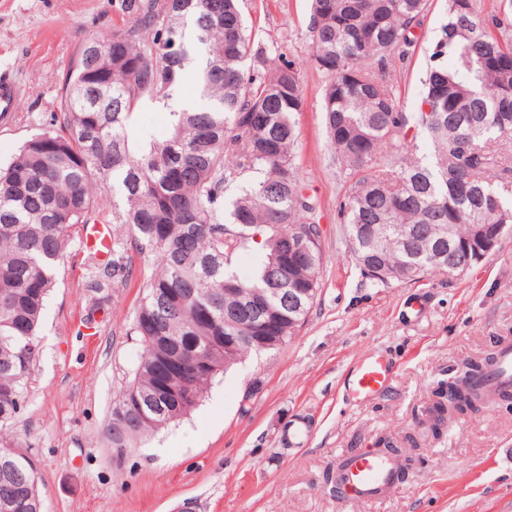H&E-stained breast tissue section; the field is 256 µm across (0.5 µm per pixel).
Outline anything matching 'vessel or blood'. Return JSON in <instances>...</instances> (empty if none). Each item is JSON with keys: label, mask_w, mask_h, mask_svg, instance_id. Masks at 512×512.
<instances>
[{"label": "vessel or blood", "mask_w": 512, "mask_h": 512, "mask_svg": "<svg viewBox=\"0 0 512 512\" xmlns=\"http://www.w3.org/2000/svg\"><path fill=\"white\" fill-rule=\"evenodd\" d=\"M23 88L17 78L0 73V115L17 111ZM84 249L101 258L112 251L110 226L106 223L84 225L81 237ZM394 375L384 356L364 357L352 370L349 389L354 398L369 399L383 390ZM481 392L512 390V342L503 341L498 349L497 361L477 382ZM396 466L391 458L372 450H358L348 457V466L341 475L343 497L347 500L372 501L384 496L395 484Z\"/></svg>", "instance_id": "1"}]
</instances>
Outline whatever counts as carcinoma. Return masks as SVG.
Instances as JSON below:
<instances>
[{"instance_id": "obj_1", "label": "carcinoma", "mask_w": 512, "mask_h": 512, "mask_svg": "<svg viewBox=\"0 0 512 512\" xmlns=\"http://www.w3.org/2000/svg\"><path fill=\"white\" fill-rule=\"evenodd\" d=\"M448 0L415 111L406 112L388 79L421 25L427 0H311V60L324 78V124L337 172L349 182L340 215L350 254L376 287L433 273L463 275L479 262L481 232L512 225V20L483 14L476 0ZM120 23L89 36L59 107L61 131L27 140L0 168V439L17 417L38 356L45 304L64 261L70 230L105 216L98 194L112 190V287L142 269L146 295L130 334L142 353L120 392L106 431L122 454L187 416L213 381L252 355L280 350L307 319L319 293L322 233L295 166L296 115L304 110L291 59L265 65L239 0H114ZM200 103L170 102L186 77ZM168 109L161 139L132 134L137 111ZM426 138L432 152L416 154ZM260 170L263 178L224 208V186ZM264 233L250 279L232 256ZM305 236L309 256L288 281L279 264L288 241ZM271 299L273 342L224 350L241 335L229 313L255 293ZM193 352L178 377L196 402L169 406L156 393V369L176 351ZM496 353L470 360L434 391L435 424L479 412L487 401L472 383ZM408 476L415 439L378 440ZM16 512H42L30 459L0 448V499Z\"/></svg>"}]
</instances>
